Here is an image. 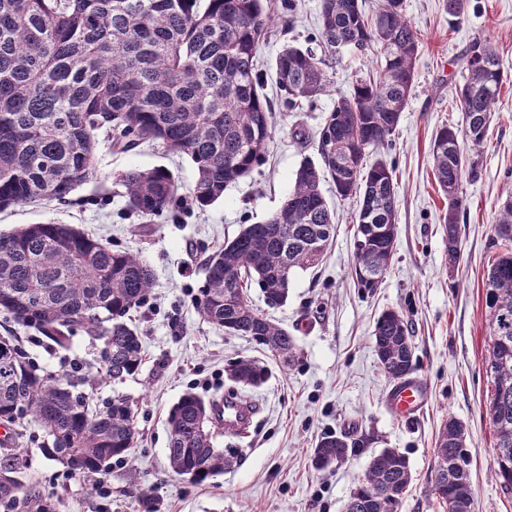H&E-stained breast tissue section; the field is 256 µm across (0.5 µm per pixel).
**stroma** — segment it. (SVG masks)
Wrapping results in <instances>:
<instances>
[{"instance_id":"1","label":"stroma","mask_w":512,"mask_h":512,"mask_svg":"<svg viewBox=\"0 0 512 512\" xmlns=\"http://www.w3.org/2000/svg\"><path fill=\"white\" fill-rule=\"evenodd\" d=\"M318 3L297 0L296 11L284 13L280 0H271L274 28L258 52L256 71L274 108L273 136L265 161L230 185L221 201L198 210L190 195L192 163L145 143L127 151L101 147L96 179L76 188L67 203L0 212V234L26 224H70L107 239L113 248L138 253L155 274L147 302L129 314L142 336L143 362L137 373L120 380L102 375L101 343L84 331L75 332L69 350L58 351L0 316V336H19L31 362L77 384L93 409L126 399L137 429L129 459L113 462L105 475L112 489L107 496L93 492L91 479L46 461L39 452L44 431L28 422L15 447L26 461L23 497L52 499L55 512H139L127 493L134 478L158 499L161 512H344L373 455L395 448L407 457L412 474L397 512H445L431 478L437 430L453 417L463 426L475 512H512V493L490 473L494 439L486 406L492 380L483 366L490 342L484 282L497 252L492 226L500 203L512 193V0H466L460 21L449 16L446 0H404L421 47L408 106L381 150L398 182L399 230L379 288L362 290L352 277L357 204L337 198L327 181L322 190L335 212L336 235L323 262L297 271L283 305H268L259 288L250 291L254 306L296 337L300 353L292 366L281 367L250 338L225 334L195 307L204 259L243 226L280 207L300 164L319 162L317 133L337 98L378 67L373 51H340L326 61L327 91L300 108L285 106L275 58L287 44L317 48ZM479 37L493 41L504 84L480 148L477 176L463 185L461 258L452 269L431 145L442 126L464 125L456 106L461 54ZM157 166L175 175L180 204L159 217L130 212L119 174ZM389 310L400 312L413 328V378L426 397L422 410L406 417L391 410L394 384L381 371L371 340L378 318ZM243 357L268 369L261 387L245 391L254 408L249 434L240 440L217 436L216 447L234 449L232 466L204 483H191L168 467V414L188 392L207 401L223 396L230 365ZM344 431L355 448L344 461L316 469L312 453L318 440Z\"/></svg>"}]
</instances>
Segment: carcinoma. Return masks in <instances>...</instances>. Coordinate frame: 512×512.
I'll use <instances>...</instances> for the list:
<instances>
[{
  "mask_svg": "<svg viewBox=\"0 0 512 512\" xmlns=\"http://www.w3.org/2000/svg\"><path fill=\"white\" fill-rule=\"evenodd\" d=\"M265 0H0V210L41 200L62 201L96 177L103 142L117 148L157 143L195 167L191 196L204 210L263 160L273 128L272 108L256 74V57L273 21ZM319 38L338 49L372 48L380 67L338 99L319 131L321 165L303 162L278 210L248 224L205 262L195 305L210 324L268 349L284 366L297 357L295 337L257 312L250 289L280 304L297 270L319 265L336 234L322 191L329 177L341 198L358 203L353 274L373 291L382 283L398 234L393 167L381 157L364 164L391 136L411 95L421 44L403 0H382L368 16L362 0H320ZM456 89L462 129L445 126L432 142L434 178L447 201L443 216L448 267L461 257L463 181L486 139L504 83L494 45L475 41L463 57ZM325 62L312 49L286 45L276 60L277 85L292 107L325 92ZM128 210L158 216L180 199L165 168H129L119 175ZM153 286V272L130 252L55 222L0 235V313L68 348L78 329L104 341L105 373L135 374L143 345L128 314ZM490 338L484 364L493 385L488 414L495 431L492 476L512 491V249L498 252L484 283ZM384 374L404 381L416 369L408 322L396 311L377 320L372 336ZM260 362L241 358L229 369L234 386L204 402L188 392L169 412L167 457L172 470L195 483L224 472L232 460L215 446L224 430L246 432L250 420L225 425L221 405L250 410L239 387L267 379ZM32 415L45 431V460L74 475H104L134 447L132 409L115 399L102 412L88 398L39 370L9 337H0V505L20 497L12 448L20 420ZM350 434L330 433L313 452L325 469L351 450ZM432 478L447 512H474L463 427L450 417L439 430ZM411 481L409 462L395 448L375 454L344 512H396Z\"/></svg>",
  "mask_w": 512,
  "mask_h": 512,
  "instance_id": "1",
  "label": "carcinoma"
}]
</instances>
